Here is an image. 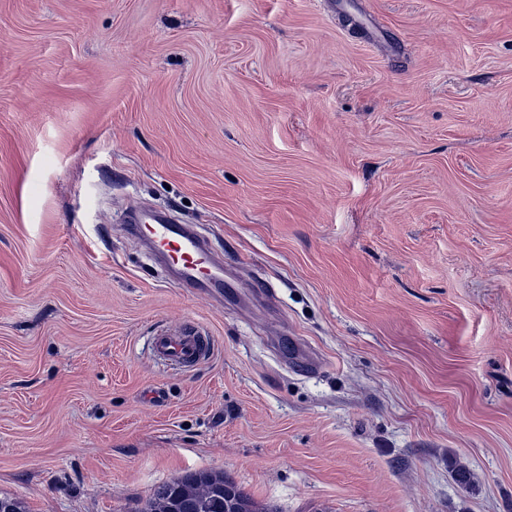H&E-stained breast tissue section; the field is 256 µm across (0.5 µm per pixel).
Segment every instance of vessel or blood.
<instances>
[{"instance_id": "b4317fda", "label": "vessel or blood", "mask_w": 512, "mask_h": 512, "mask_svg": "<svg viewBox=\"0 0 512 512\" xmlns=\"http://www.w3.org/2000/svg\"><path fill=\"white\" fill-rule=\"evenodd\" d=\"M125 231L162 257L171 281L189 293L220 298L235 289V282L224 278L223 262L215 259L195 225L161 213L145 220L134 210L128 216ZM152 350L170 365L191 367L209 358L214 347L208 337L182 328L154 337Z\"/></svg>"}]
</instances>
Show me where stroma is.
<instances>
[{"instance_id":"1","label":"stroma","mask_w":512,"mask_h":512,"mask_svg":"<svg viewBox=\"0 0 512 512\" xmlns=\"http://www.w3.org/2000/svg\"><path fill=\"white\" fill-rule=\"evenodd\" d=\"M136 205L267 294L177 288ZM185 326L213 356L157 359ZM190 471L512 512V0H0V495Z\"/></svg>"}]
</instances>
